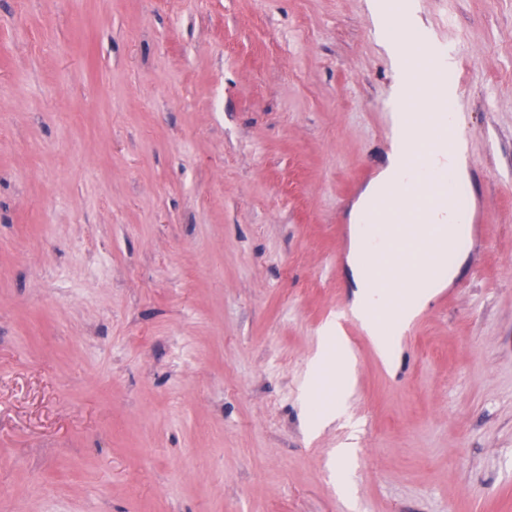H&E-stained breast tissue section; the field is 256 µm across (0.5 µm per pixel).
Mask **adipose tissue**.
I'll list each match as a JSON object with an SVG mask.
<instances>
[{
  "instance_id": "1",
  "label": "adipose tissue",
  "mask_w": 512,
  "mask_h": 512,
  "mask_svg": "<svg viewBox=\"0 0 512 512\" xmlns=\"http://www.w3.org/2000/svg\"><path fill=\"white\" fill-rule=\"evenodd\" d=\"M326 347L313 365L312 409L307 418L308 431H316L331 414V402L342 400L352 383L354 362L340 325L324 330Z\"/></svg>"
}]
</instances>
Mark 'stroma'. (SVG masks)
Segmentation results:
<instances>
[{
	"label": "stroma",
	"mask_w": 512,
	"mask_h": 512,
	"mask_svg": "<svg viewBox=\"0 0 512 512\" xmlns=\"http://www.w3.org/2000/svg\"><path fill=\"white\" fill-rule=\"evenodd\" d=\"M402 2L489 231L393 365L344 325L311 435L391 150L369 0H0V512H512V0ZM326 348L313 365L312 410L307 418V429L315 432L333 413L326 406L336 400V418L340 416L339 403L352 383L354 362L350 355L340 324L331 323L324 329ZM350 446L345 444L336 450V489L346 499H353L355 492Z\"/></svg>",
	"instance_id": "stroma-1"
}]
</instances>
